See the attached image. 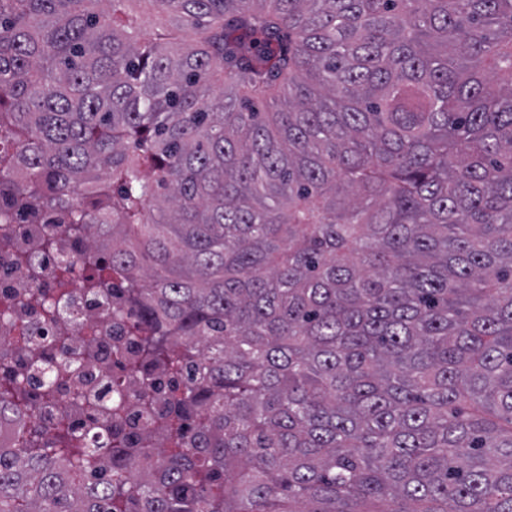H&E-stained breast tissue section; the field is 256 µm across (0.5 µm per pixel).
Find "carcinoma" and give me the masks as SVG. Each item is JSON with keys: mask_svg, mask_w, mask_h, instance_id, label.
Listing matches in <instances>:
<instances>
[{"mask_svg": "<svg viewBox=\"0 0 512 512\" xmlns=\"http://www.w3.org/2000/svg\"><path fill=\"white\" fill-rule=\"evenodd\" d=\"M140 2L0 0V190L63 214L18 265L84 234L81 295L126 285L161 447L115 393L41 425V327L0 512H512V0Z\"/></svg>", "mask_w": 512, "mask_h": 512, "instance_id": "obj_1", "label": "carcinoma"}]
</instances>
